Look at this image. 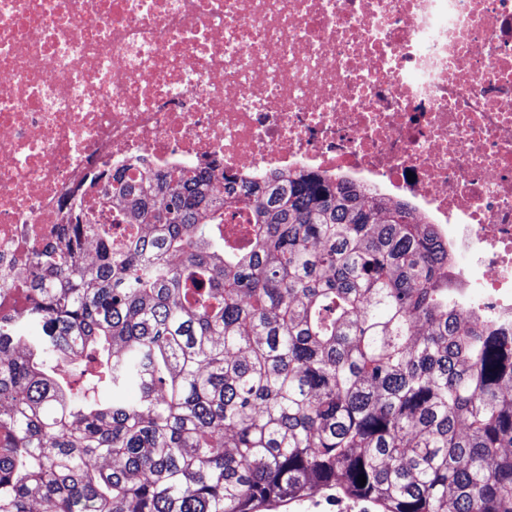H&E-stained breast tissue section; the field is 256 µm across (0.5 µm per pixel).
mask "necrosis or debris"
Segmentation results:
<instances>
[{"label": "necrosis or debris", "mask_w": 512, "mask_h": 512, "mask_svg": "<svg viewBox=\"0 0 512 512\" xmlns=\"http://www.w3.org/2000/svg\"><path fill=\"white\" fill-rule=\"evenodd\" d=\"M308 170L448 242L512 325V0H0V304L107 175Z\"/></svg>", "instance_id": "1"}]
</instances>
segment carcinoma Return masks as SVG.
<instances>
[{
    "label": "carcinoma",
    "instance_id": "1",
    "mask_svg": "<svg viewBox=\"0 0 512 512\" xmlns=\"http://www.w3.org/2000/svg\"><path fill=\"white\" fill-rule=\"evenodd\" d=\"M111 179L129 213L78 208L25 320L0 309V512H512V328L460 319L406 204L308 171L219 199L161 171L156 205ZM350 503V504H349ZM354 503V504H351ZM353 506V507H352ZM364 504H357L347 499L329 497L324 491L316 492L306 501L288 504L272 512H371L373 509L363 510ZM352 509L353 511H348Z\"/></svg>",
    "mask_w": 512,
    "mask_h": 512
}]
</instances>
